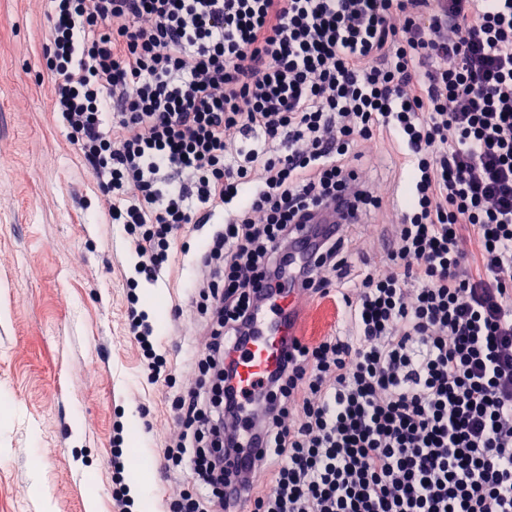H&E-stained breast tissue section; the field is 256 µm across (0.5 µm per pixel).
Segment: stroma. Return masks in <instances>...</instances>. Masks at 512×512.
Here are the masks:
<instances>
[{
    "label": "stroma",
    "instance_id": "stroma-1",
    "mask_svg": "<svg viewBox=\"0 0 512 512\" xmlns=\"http://www.w3.org/2000/svg\"><path fill=\"white\" fill-rule=\"evenodd\" d=\"M50 26L26 0H0V512H113L121 482L136 492L131 512H159L197 491L191 472L164 478L153 437L201 341L175 311L195 304V260L224 217L177 233L170 278L136 273L123 225L41 88ZM131 298L155 332V382L129 331ZM341 325L335 299L316 298L300 334L315 343ZM119 442L129 451L118 476ZM40 484L48 501L32 494Z\"/></svg>",
    "mask_w": 512,
    "mask_h": 512
}]
</instances>
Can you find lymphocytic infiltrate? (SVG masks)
I'll list each match as a JSON object with an SVG mask.
<instances>
[{
  "label": "lymphocytic infiltrate",
  "mask_w": 512,
  "mask_h": 512,
  "mask_svg": "<svg viewBox=\"0 0 512 512\" xmlns=\"http://www.w3.org/2000/svg\"><path fill=\"white\" fill-rule=\"evenodd\" d=\"M55 112L135 270L223 211L192 286L209 336L155 435L224 512L233 354L296 274L345 326L258 387L272 469L250 512H512V0H43ZM388 143L407 206L361 164ZM313 270L291 252L325 209Z\"/></svg>",
  "instance_id": "1"
}]
</instances>
